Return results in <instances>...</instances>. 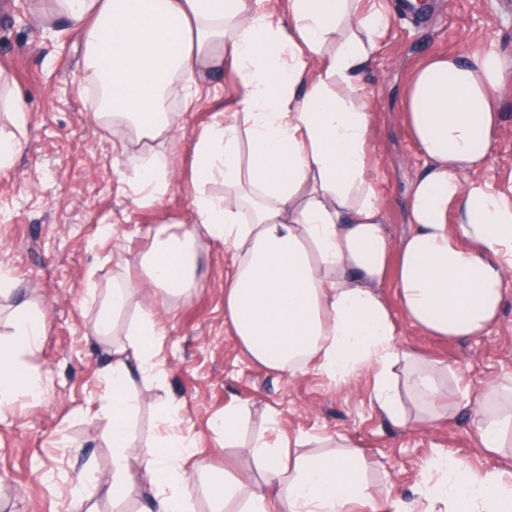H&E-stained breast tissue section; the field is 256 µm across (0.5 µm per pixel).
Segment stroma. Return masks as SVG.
<instances>
[{
  "mask_svg": "<svg viewBox=\"0 0 512 512\" xmlns=\"http://www.w3.org/2000/svg\"><path fill=\"white\" fill-rule=\"evenodd\" d=\"M427 2L422 16L403 8V0L360 4L363 12L389 18L355 84L373 114L376 188L395 239L409 229L407 197L424 166L400 115L408 72L433 54L467 55L490 45L512 62V0ZM0 67L19 88L27 115L25 149L0 170V269L14 286L0 297V337L10 334L17 306L35 304L47 313L42 343L27 357L41 393L19 397L0 417V512H138L134 499L115 510L108 493L112 449L99 409L112 400L104 375L109 347L87 337L116 284L134 295L114 318L115 339L145 309L164 328L160 372L140 387L139 446L172 429L195 460L248 484L263 476L255 447L274 451L287 444L296 456L345 446L361 461L370 493L351 512H393V500L416 498L423 465L439 457L512 474V446L488 453L467 408L481 397L492 409L505 401L492 388L512 379V293L483 336L445 340L401 324V349L427 361L451 393L428 402L405 387L409 368L397 365L406 422L396 425L373 407L369 372L346 383L319 369L292 377L249 357L224 320V282L234 270L224 244H203L201 280L189 293L141 290L137 259L156 229L176 227L191 214L198 134L237 108L231 67L211 74L182 109L177 140L165 148L174 183L147 204L125 182L141 152H122L121 130L104 129L93 118L77 29L63 18L46 21L36 0H0ZM499 95L502 122L479 174L495 185L512 176V79ZM165 397L179 406L176 424L164 420L159 401ZM229 409L242 416L232 448L215 425Z\"/></svg>",
  "mask_w": 512,
  "mask_h": 512,
  "instance_id": "stroma-1",
  "label": "stroma"
}]
</instances>
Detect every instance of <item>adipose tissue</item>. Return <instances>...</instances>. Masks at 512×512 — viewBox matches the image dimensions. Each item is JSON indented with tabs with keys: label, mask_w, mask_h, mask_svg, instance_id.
Here are the masks:
<instances>
[{
	"label": "adipose tissue",
	"mask_w": 512,
	"mask_h": 512,
	"mask_svg": "<svg viewBox=\"0 0 512 512\" xmlns=\"http://www.w3.org/2000/svg\"><path fill=\"white\" fill-rule=\"evenodd\" d=\"M51 18L84 31V63L107 91L94 114L122 127L123 150L144 141L174 142L173 101L191 102L208 71L232 62L239 112L214 123L193 146L197 184L224 182L217 198L196 193L191 223L159 229L139 266L143 284L171 295L199 283L200 247L214 240L233 250L224 283V314L235 340L268 369L296 376L316 367L347 381L372 372L377 410L393 420L390 369L403 358L400 323L435 336H481L497 323L512 291V185L474 179L493 147L500 117L494 91L505 70L495 48L462 57L430 56L408 79L403 120L424 160L408 200L410 231L392 240L372 177V114L352 79L377 47L380 19L357 12V0H39ZM10 91L9 127L0 126V169L23 149L26 119ZM167 155L149 152L129 179L141 202L165 193ZM392 284L401 312L382 289ZM46 320L38 306L15 315L13 340L0 347V412L37 396L41 383L21 361L39 347ZM162 334L140 312L113 343L109 379L115 503L143 512H196L195 473L182 443L158 436L140 448L130 424L134 372L154 370ZM263 482L210 480L211 512H349L364 500L348 454H264ZM446 476L423 483L399 512H512V482L452 461Z\"/></svg>",
	"instance_id": "adipose-tissue-1"
}]
</instances>
